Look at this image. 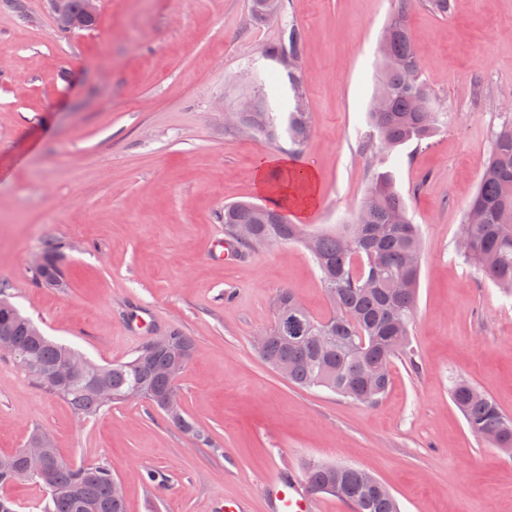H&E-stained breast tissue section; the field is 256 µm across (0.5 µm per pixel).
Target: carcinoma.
Masks as SVG:
<instances>
[{
    "label": "carcinoma",
    "mask_w": 512,
    "mask_h": 512,
    "mask_svg": "<svg viewBox=\"0 0 512 512\" xmlns=\"http://www.w3.org/2000/svg\"><path fill=\"white\" fill-rule=\"evenodd\" d=\"M398 10L387 23L391 38L380 52L378 85L390 91V98L369 112V140L390 154L409 143H422L438 125V113L429 105L423 81L411 85L406 70H421L405 22L410 0H397ZM288 49L298 57L303 49V34L295 26L288 29L277 54ZM293 97L287 116L286 132L295 147L308 138L311 115L301 91L300 69L285 72ZM241 125L266 139L279 137L276 118L269 112H246ZM290 200L271 206L236 202L224 206V237L240 247L296 242L311 235V252L327 292L334 302V313L319 321L305 314L304 326L288 335L299 339L285 342L280 322H274L264 348L262 361L300 388H325L345 399L374 405L387 392L392 362L410 344V326L417 304L421 263L409 265L410 254H421L418 228L408 217L405 201L397 190L392 171H378L353 223L332 232H313L304 224H294L285 215ZM482 211V222L471 224L463 217L458 239L467 243L462 257L475 264L479 272L507 296L512 295V124L496 133L491 157L482 174L477 192L467 210ZM237 224H253L256 236L250 240L234 237ZM45 271H35V279L45 286L58 285L54 278L57 257L54 249L45 251ZM13 337L27 358L26 372L52 393L63 397L78 417L97 414L106 406L124 402L123 394L139 385L149 401L170 422L202 441L207 437L183 411L179 395L173 407L165 399L174 386L166 374L169 366L165 344L174 343L194 353L195 341L179 330H169L163 344L151 352L141 350L132 359L98 365L86 360L88 379L110 392L106 398L87 388L86 382L59 386L47 372L59 366L75 350L46 337L42 331L9 301L0 300V332ZM453 403L463 414L469 430L482 438L495 439L493 447L512 453V416L465 379L452 382ZM366 470L348 466L310 462L307 484L314 494L327 493L346 502L353 512H400L391 491L380 481L366 483ZM48 482H39L47 498L44 512H125L124 500H112V470L103 464L71 465L61 457L47 468ZM26 472L22 452L0 456V488L21 479H32Z\"/></svg>",
    "instance_id": "carcinoma-1"
}]
</instances>
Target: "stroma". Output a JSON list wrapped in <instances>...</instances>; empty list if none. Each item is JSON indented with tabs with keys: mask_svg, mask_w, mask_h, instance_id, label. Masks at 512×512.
<instances>
[{
	"mask_svg": "<svg viewBox=\"0 0 512 512\" xmlns=\"http://www.w3.org/2000/svg\"><path fill=\"white\" fill-rule=\"evenodd\" d=\"M250 0H99L88 29L62 32L50 0H0V299L50 338L101 364L129 360L178 329L195 353L177 379L200 436L148 402L92 419L0 355V455L47 435L75 465L104 463L126 512H267L273 466L304 479L309 461L372 472L401 512H512V455L473 435L453 404L463 377L512 416V297L459 256L456 234L492 152L512 123V0H410L406 23L440 114L434 135L391 167L363 151L379 40L396 0H285L254 21ZM305 36L299 68L308 140L267 141L225 113L281 77L269 56L288 26ZM313 169L319 197L292 221L351 223L375 171L393 170L420 230L421 278L407 356L373 406L302 389L268 368L254 339L292 289L331 315L320 272L297 244L212 251L224 206L264 204L258 158ZM64 282L37 284L47 241ZM143 323H136V316Z\"/></svg>",
	"mask_w": 512,
	"mask_h": 512,
	"instance_id": "obj_1",
	"label": "stroma"
}]
</instances>
